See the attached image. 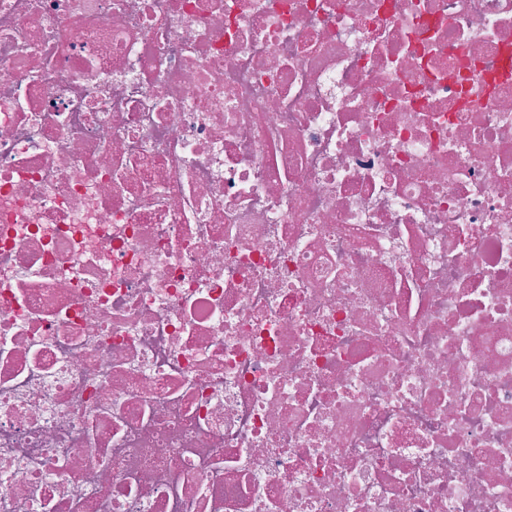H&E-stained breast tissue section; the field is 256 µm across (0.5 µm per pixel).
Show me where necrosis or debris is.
<instances>
[{"instance_id":"necrosis-or-debris-1","label":"necrosis or debris","mask_w":512,"mask_h":512,"mask_svg":"<svg viewBox=\"0 0 512 512\" xmlns=\"http://www.w3.org/2000/svg\"><path fill=\"white\" fill-rule=\"evenodd\" d=\"M512 0H0V512H512Z\"/></svg>"}]
</instances>
